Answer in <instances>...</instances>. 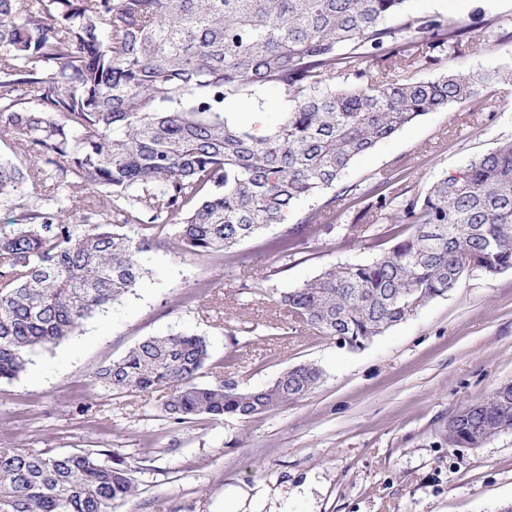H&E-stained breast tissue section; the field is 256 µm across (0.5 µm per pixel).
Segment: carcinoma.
Instances as JSON below:
<instances>
[{"label": "carcinoma", "mask_w": 512, "mask_h": 512, "mask_svg": "<svg viewBox=\"0 0 512 512\" xmlns=\"http://www.w3.org/2000/svg\"><path fill=\"white\" fill-rule=\"evenodd\" d=\"M410 0H0V379L71 336L149 277L160 238L182 255L222 254L288 223L283 258L335 223L341 203L370 202L341 240L379 249L330 265L276 303L309 329L361 348L456 287L469 270H512V142L410 198L390 176L360 193L341 176L359 155L431 112L473 99L493 79L456 70L396 78L490 41L512 16L467 24L415 16ZM342 83H336V80ZM261 87L283 94L280 121H239L226 102ZM394 240L378 244L376 227ZM206 339L151 336L101 367L95 384L129 394L169 389L185 423L250 418L320 383L295 365L268 386L199 381ZM512 429V384L448 419V445L477 448ZM100 452L0 448V512H112L136 495L127 469Z\"/></svg>", "instance_id": "obj_1"}]
</instances>
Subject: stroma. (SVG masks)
Here are the masks:
<instances>
[{
	"label": "stroma",
	"mask_w": 512,
	"mask_h": 512,
	"mask_svg": "<svg viewBox=\"0 0 512 512\" xmlns=\"http://www.w3.org/2000/svg\"><path fill=\"white\" fill-rule=\"evenodd\" d=\"M512 15V0H411L416 15L465 21L476 8ZM512 68V39L484 44L411 80L458 69ZM512 140V81L483 84L471 101L420 117L359 156L343 181L366 189L397 176L426 192L466 160ZM270 227L224 255L192 257L168 241L145 258L133 292L68 339L0 380V447L111 450L138 487L112 512H499L512 503V430L478 448L448 444V420L512 383V271L465 272L456 288L360 349L308 330L276 307L279 291L324 267L371 261L373 250L321 232L291 260L270 247ZM280 268L273 281L266 269ZM189 332L211 358L201 380L249 390L289 367L323 372L305 398L243 419L174 423L161 393L117 394L95 373L139 341Z\"/></svg>",
	"instance_id": "35a3bbf8"
}]
</instances>
